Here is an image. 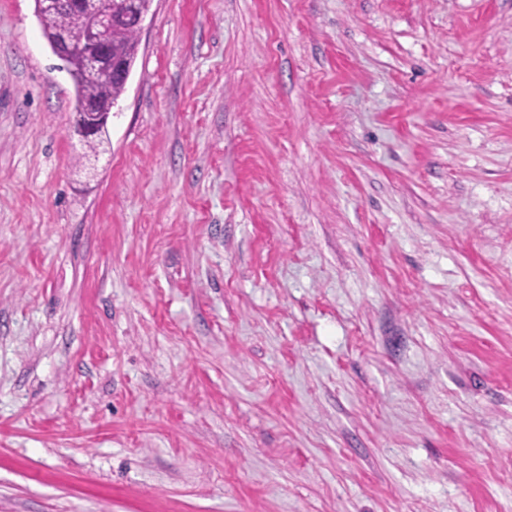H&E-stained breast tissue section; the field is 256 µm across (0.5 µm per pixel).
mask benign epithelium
I'll return each instance as SVG.
<instances>
[{
  "label": "benign epithelium",
  "mask_w": 512,
  "mask_h": 512,
  "mask_svg": "<svg viewBox=\"0 0 512 512\" xmlns=\"http://www.w3.org/2000/svg\"><path fill=\"white\" fill-rule=\"evenodd\" d=\"M87 22L79 34L60 31L50 43L52 53L59 59L77 60L82 64L98 68L123 82L130 73L122 66L112 64L104 42V30L107 21L96 16L90 7H85ZM112 115V105L99 107L87 105L83 108L82 117L78 118V131L82 141L99 136L107 128Z\"/></svg>",
  "instance_id": "7a95c632"
}]
</instances>
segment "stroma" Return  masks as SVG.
<instances>
[{"label": "stroma", "instance_id": "35a3bbf8", "mask_svg": "<svg viewBox=\"0 0 512 512\" xmlns=\"http://www.w3.org/2000/svg\"><path fill=\"white\" fill-rule=\"evenodd\" d=\"M73 99L0 0V512H512V0H152ZM139 27L131 19L116 21L110 30L112 57L131 70L137 55ZM66 70L72 77L75 89L74 111L78 112L84 101L99 100L110 101L113 104L123 94L125 88L122 82L112 81L96 75H84L80 69L72 64H67ZM112 105L99 107L85 105L82 117L77 120L78 131L82 137V143L96 138L107 128V123L112 115Z\"/></svg>", "mask_w": 512, "mask_h": 512}]
</instances>
